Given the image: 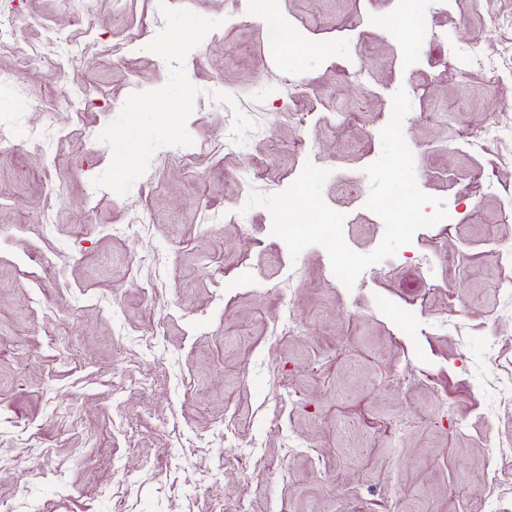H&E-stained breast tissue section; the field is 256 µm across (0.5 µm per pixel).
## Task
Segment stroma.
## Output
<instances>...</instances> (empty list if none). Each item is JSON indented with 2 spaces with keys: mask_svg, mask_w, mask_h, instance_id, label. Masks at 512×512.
<instances>
[{
  "mask_svg": "<svg viewBox=\"0 0 512 512\" xmlns=\"http://www.w3.org/2000/svg\"><path fill=\"white\" fill-rule=\"evenodd\" d=\"M254 4L0 9V512H512V137L465 138L512 119V70L473 61L512 45V0ZM405 11L412 35L382 26ZM401 89L449 219L348 288L245 203L313 163L372 252L350 187Z\"/></svg>",
  "mask_w": 512,
  "mask_h": 512,
  "instance_id": "stroma-1",
  "label": "stroma"
}]
</instances>
